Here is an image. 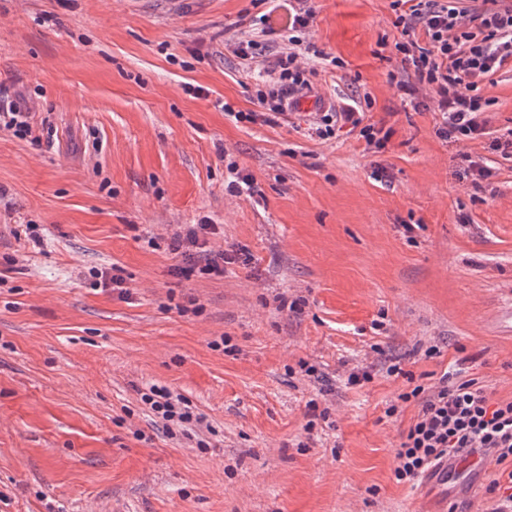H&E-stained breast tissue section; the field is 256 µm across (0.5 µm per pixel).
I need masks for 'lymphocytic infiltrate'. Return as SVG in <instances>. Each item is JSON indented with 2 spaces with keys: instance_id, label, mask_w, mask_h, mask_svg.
Instances as JSON below:
<instances>
[{
  "instance_id": "lymphocytic-infiltrate-1",
  "label": "lymphocytic infiltrate",
  "mask_w": 512,
  "mask_h": 512,
  "mask_svg": "<svg viewBox=\"0 0 512 512\" xmlns=\"http://www.w3.org/2000/svg\"><path fill=\"white\" fill-rule=\"evenodd\" d=\"M391 7L400 30L395 48L402 65L413 73L412 80L395 83L404 104L419 105L420 92H427L440 115L435 130L440 139L456 143L484 136V114L492 101L483 96L482 86L512 61V7L486 8L469 16L456 0H391ZM315 19L310 0H288V46L257 84L256 110L236 112L237 121L279 125L313 88L315 72L305 66V59L337 65V58L329 57L313 40ZM420 32L426 45L416 39ZM343 126L358 131L368 143L376 141L373 126L365 122L361 101L353 98L340 102L333 111L317 113L310 129L326 140ZM213 231L207 223L192 225L186 233L175 234L170 249L185 261L203 259L205 272L223 273L225 265L238 262L240 256L234 249L208 254L207 236ZM142 399L164 421L194 426L203 422L202 415L167 389L151 388ZM400 399L417 401L420 409L395 452L396 480L416 482L448 457L478 448L501 468L490 485L498 493L491 512H512V400H493L475 379L456 380L447 374L436 388L418 385L401 393Z\"/></svg>"
}]
</instances>
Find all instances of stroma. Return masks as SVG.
I'll use <instances>...</instances> for the list:
<instances>
[{
	"instance_id": "35a3bbf8",
	"label": "stroma",
	"mask_w": 512,
	"mask_h": 512,
	"mask_svg": "<svg viewBox=\"0 0 512 512\" xmlns=\"http://www.w3.org/2000/svg\"><path fill=\"white\" fill-rule=\"evenodd\" d=\"M390 3L313 0L342 66L315 61L314 110L272 127L233 114L278 43L249 63L227 43L286 7L0 0V105L34 115L30 137L0 128V512H489L494 471L448 499L397 482L394 453L410 384L450 372L512 399V153L489 148L512 138V62L485 135L446 143L388 81ZM346 96L370 98L384 148L310 135ZM231 160L254 198L228 192ZM204 222L207 249L250 262L173 275L171 236ZM115 266L124 291L96 286ZM356 367L371 381L348 384ZM154 386L203 426H163ZM313 399L329 418L309 431Z\"/></svg>"
}]
</instances>
